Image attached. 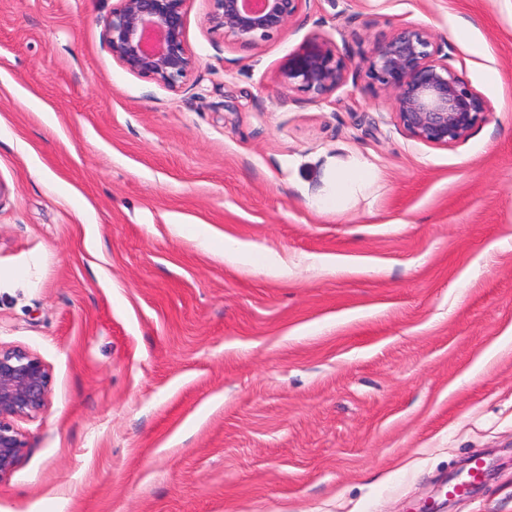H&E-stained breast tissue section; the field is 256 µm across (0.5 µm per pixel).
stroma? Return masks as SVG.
<instances>
[{
    "instance_id": "stroma-1",
    "label": "stroma",
    "mask_w": 512,
    "mask_h": 512,
    "mask_svg": "<svg viewBox=\"0 0 512 512\" xmlns=\"http://www.w3.org/2000/svg\"><path fill=\"white\" fill-rule=\"evenodd\" d=\"M117 3L0 0V345L51 374L0 512H512V0H308L256 47L187 0L177 93ZM405 26L493 107L454 146L357 68ZM316 35L325 98L280 83ZM348 64L329 38L312 37L282 68L280 78L288 89L323 98L346 81ZM371 179L372 172L363 164H356L336 182L333 191L324 197L314 199L313 205L321 211L341 209L346 194L361 189Z\"/></svg>"
}]
</instances>
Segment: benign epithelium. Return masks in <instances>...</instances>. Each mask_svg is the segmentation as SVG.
<instances>
[{"label": "benign epithelium", "mask_w": 512, "mask_h": 512, "mask_svg": "<svg viewBox=\"0 0 512 512\" xmlns=\"http://www.w3.org/2000/svg\"><path fill=\"white\" fill-rule=\"evenodd\" d=\"M186 2L118 0L105 28L113 57L128 72L181 91L195 68L185 42ZM209 2L211 29L233 44L257 46L281 32L309 0ZM358 67L370 85L390 94L398 126L418 141L453 146L493 112L490 102L448 64L444 45L422 28H400ZM347 71L336 44L315 36L288 59L280 78L291 90L323 98L345 83ZM50 383L39 357L0 347V482L13 473L25 448L14 422L46 407Z\"/></svg>", "instance_id": "benign-epithelium-1"}]
</instances>
